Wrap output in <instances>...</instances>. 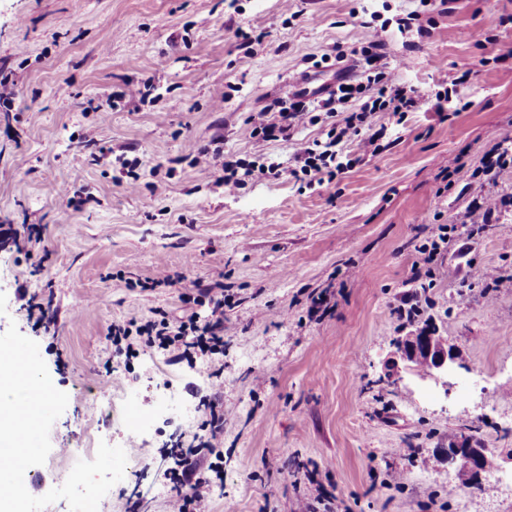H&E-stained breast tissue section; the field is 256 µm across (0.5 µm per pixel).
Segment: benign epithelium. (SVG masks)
Wrapping results in <instances>:
<instances>
[{"label": "benign epithelium", "mask_w": 512, "mask_h": 512, "mask_svg": "<svg viewBox=\"0 0 512 512\" xmlns=\"http://www.w3.org/2000/svg\"><path fill=\"white\" fill-rule=\"evenodd\" d=\"M397 357L414 372L417 371L418 361H427L430 378L450 367L462 365L458 351L449 344L447 338L424 329L411 331L398 339ZM487 456L488 449L470 439H465L454 447L452 454L453 461L466 483L484 471Z\"/></svg>", "instance_id": "1"}]
</instances>
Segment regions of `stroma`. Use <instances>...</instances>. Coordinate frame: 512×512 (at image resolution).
<instances>
[{
	"mask_svg": "<svg viewBox=\"0 0 512 512\" xmlns=\"http://www.w3.org/2000/svg\"><path fill=\"white\" fill-rule=\"evenodd\" d=\"M0 0V225L40 224L45 258L0 238V334L36 341L68 404L52 449L31 467L28 492L61 486L99 443L125 446L129 415L113 394L130 389L131 413L161 394L202 406L206 360L160 351L114 355L112 321L173 318L192 306L185 287L224 275V484L201 512H512V462L462 487L446 453L471 438L512 451V289L472 278V267L512 279V0ZM296 20H288V12ZM434 19L431 37L399 33L396 16ZM385 27L387 51L409 58L398 81L423 97L390 123L377 153L335 180L306 186L288 175L297 140L324 138L328 120L296 140L249 138L256 106L308 74L335 84L323 54L350 51L361 22ZM263 34L256 53L238 29ZM151 81L145 99L127 88ZM446 101H437L438 93ZM447 117H440V110ZM94 148H84L87 138ZM220 142L227 158L267 156L286 173L225 194L191 159ZM136 189H129V182ZM74 206L57 201L62 188ZM496 202L488 223L481 206ZM456 225L440 259L448 269L412 290L420 246ZM182 286L148 287L159 267ZM51 301L30 319L17 292ZM332 309L308 315L310 296ZM419 296L414 320L397 312ZM434 328L462 364L439 381L390 377L399 336ZM262 383H255V374ZM481 375L483 390L460 397ZM200 421L168 412L142 434L98 512H167L170 455L202 437ZM281 487L266 499V487Z\"/></svg>",
	"mask_w": 512,
	"mask_h": 512,
	"instance_id": "obj_1",
	"label": "stroma"
}]
</instances>
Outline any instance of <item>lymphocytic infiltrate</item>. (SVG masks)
<instances>
[{"instance_id": "1", "label": "lymphocytic infiltrate", "mask_w": 512, "mask_h": 512, "mask_svg": "<svg viewBox=\"0 0 512 512\" xmlns=\"http://www.w3.org/2000/svg\"><path fill=\"white\" fill-rule=\"evenodd\" d=\"M385 41L379 33H364L350 53H337V62L352 59L359 71L358 82L343 81L335 91L313 100L305 99L303 92H295L293 102L283 108L265 104L256 106L245 121L250 138L261 141L290 140L302 127L314 123L315 112L327 117L342 113L341 123L333 125L326 139L298 142L294 159L297 163L293 176L306 183H320L335 179L350 168L340 149L343 140L355 141L360 151L367 152L380 138L379 127L393 118L404 116L419 107L421 99L414 90L398 84L384 51ZM350 113H343V106ZM221 148L198 149L193 166L206 176L216 168H223L225 193H233L248 179L279 176L281 165L269 161L259 165L226 161ZM194 300L208 305L210 313L202 317L191 313L186 319L171 321L168 317L140 321L134 318L114 321L108 328L113 344L136 339L141 349H162L172 355L193 349L200 357L209 359L215 390L207 404L204 427L209 434L208 446L216 449L224 445V284L221 278L194 285ZM220 461L207 460L200 451L181 454L170 480L174 493L168 502V512H199L201 505L212 497L216 483L214 474L220 473Z\"/></svg>"}]
</instances>
